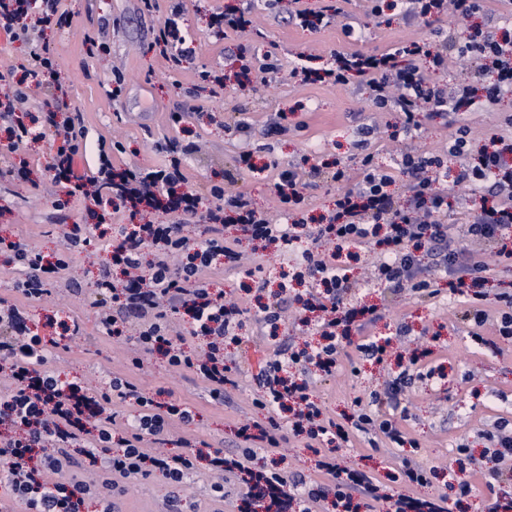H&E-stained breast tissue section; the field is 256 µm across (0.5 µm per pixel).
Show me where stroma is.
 Wrapping results in <instances>:
<instances>
[{
	"instance_id": "obj_1",
	"label": "stroma",
	"mask_w": 512,
	"mask_h": 512,
	"mask_svg": "<svg viewBox=\"0 0 512 512\" xmlns=\"http://www.w3.org/2000/svg\"><path fill=\"white\" fill-rule=\"evenodd\" d=\"M184 7L177 22L184 34L194 39L196 52L171 69L168 61L148 49L159 24L169 15L175 2ZM242 0H156L153 11H146L141 0H61L69 21L47 29L42 41L47 44L57 64L60 80L66 90V111L84 113L91 137L121 141L126 151L115 155V164L135 163L143 167L163 164L164 154L153 147L166 137L199 139L200 153L189 158L185 171L191 183L205 189L210 182L221 180L225 171L233 169L241 147L255 154L257 168L232 186L233 192L246 193L255 208L278 216L279 205L263 169L265 163L277 162L280 168L308 158L318 166L312 176V188L305 217L318 223L333 208L337 185L331 182L324 166L332 160L357 153L358 129L370 123L380 133L369 146L378 164L391 168L397 152L384 134L386 127L399 122L396 112L373 111L365 86L354 83L345 88L327 84H306L291 73L300 56H311L312 67L328 68L336 49L381 51L413 38L434 40L435 30L458 36L459 20L444 19L438 28L406 20L400 9L384 10L376 22L366 20L368 0H346L347 21L364 26L362 38L344 36L341 23L329 22L317 30L301 27L283 6L268 8L264 0H253L252 14L263 36L262 50L271 51L279 70L258 93H241L230 75L238 69V56L249 46L248 36L231 33L218 40L210 35L215 14L241 6ZM107 44L100 56L87 52L86 36ZM223 69L228 80L223 90L212 91L201 83L199 74L210 68ZM121 72L123 82L118 98H110L114 72ZM196 106L185 113L186 103ZM184 112L180 124H172L170 116ZM286 113L290 128L281 136H265L267 123L277 113ZM247 119L252 129L242 136L236 129L239 119ZM418 119L421 130L415 146L440 160L448 158V119L440 113L421 107ZM49 139L27 143L19 153L0 152V235L22 231L31 244L43 254L62 249V232L71 224L91 223L86 202L71 200L66 208L56 205V189L46 171ZM28 163V178L13 176L14 168ZM262 269L253 277L216 269L211 276L214 287L239 298L246 310L241 329L242 341L229 352L242 372L240 387L227 389L223 403L213 402L207 386L189 376L171 371L160 359L148 358L139 381L148 393L164 390L172 397L189 403L196 419L191 427L198 438L214 447L234 454L244 442L237 435L246 418H261L265 412L252 403L256 377L278 350L314 341L315 336L298 321L288 320L276 338H267L255 321L258 302L274 303L293 310L288 295L279 293L281 274L289 262L275 248L264 250ZM348 275L358 286L347 293L352 302L377 305L380 318L363 332L354 334V342L371 336H391L395 343L383 364L361 363L358 369L342 365L335 375L313 377L312 390L328 415L342 419L351 414L355 400L370 402L372 394L384 392L398 372V357H410L420 347H429L418 369L420 378L404 388L400 399L407 411L398 422L415 437L419 448H385L368 455L357 441L339 442L337 453L348 464L362 470L385 474L399 466L403 458H411L437 466L439 475L431 491H447L448 464L456 455L457 444L474 450L486 445L483 432L499 418L512 420V341H500L499 352L480 345V338L495 334L492 324L473 330L467 318L470 305L465 298L440 291L433 298L394 297L369 277L364 261L350 262ZM264 283L263 293L252 287ZM72 313L79 317L82 334L66 341L57 350L52 367L67 379L77 380L93 390L105 389L112 371L122 368L135 334L116 342L101 334L94 309L86 306L81 293L52 295L47 301L29 305L32 321L46 314ZM409 328L408 335L397 337L398 326ZM441 369L442 377L425 378L430 369ZM279 461L289 471L305 479L317 480L316 457L304 442L287 439L277 454L256 451L253 467L262 468ZM208 480L199 477L188 486L170 485L154 477L140 482L121 496L123 512H164L168 499L180 497L193 503L195 512H236L234 501L217 503L208 495Z\"/></svg>"
}]
</instances>
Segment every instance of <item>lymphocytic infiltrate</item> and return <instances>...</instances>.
<instances>
[{"label":"lymphocytic infiltrate","instance_id":"obj_1","mask_svg":"<svg viewBox=\"0 0 512 512\" xmlns=\"http://www.w3.org/2000/svg\"><path fill=\"white\" fill-rule=\"evenodd\" d=\"M30 3L0 0V31L27 39L32 32L59 24L57 0H47L33 25L28 22ZM401 7L406 18L427 23L449 15L470 16L484 5L483 0H402ZM454 46L458 57L476 62L477 72H493V82L479 90L466 83L446 89L432 86L428 70H422L419 62L428 60L430 70L445 69L447 49L419 40L380 54L334 51V65L325 71L330 84L342 87L360 80L369 88L376 111L400 112L402 122L391 132V140L417 133L420 105L446 113L455 126L448 142L455 165L441 167L436 157L419 151L401 153L391 169L377 166L370 153L337 161L329 173L339 187L335 207L325 223L314 225L298 217L310 184L296 169L280 170L271 179L288 223H273L252 207L245 194H226L225 183L254 171L251 150L240 151L235 170L225 172L223 182L201 191L181 168L183 158L196 153L195 142H171L166 148L169 160L158 168L120 170L112 154L123 151V144L102 138L90 142L82 113H71L60 123L52 102L30 113L20 108L18 98L0 99V129L7 132V149L53 131L50 166L57 171L59 191L112 208L125 218L112 227L104 270L85 301L99 308V328L115 340L126 335V316L142 318L134 368H142L143 355L159 354L170 369L202 380L211 399L219 402L226 386L235 385L237 369L224 346L239 342L242 310L223 292L212 291L205 279L216 263L229 269L239 266L240 254L235 241L225 238V227H236L249 240L274 243L281 252L296 254L297 266L323 285L298 300L299 314L315 313L313 329L321 335V344L309 351H278L256 378L259 393L253 403L268 411L266 422L249 421L238 429L244 439L260 440L272 451L286 436L303 437L307 448L318 455V469L326 478L319 486L283 468H251L253 449L228 457L223 449H205L186 437H173V425L193 423L192 409L175 400L158 401L128 377L113 375L108 391L97 398L76 383L62 381L49 362L62 340L80 335L78 319L66 317L60 323L61 335L47 338L29 325L22 308L1 307L0 373L8 377L10 390L0 399V425L11 432L0 434V475L13 502L23 504L27 512H78L84 498L92 496L98 499L100 512H112L114 498L125 492L128 481L159 476L182 487L202 468L212 477L210 489L217 502L234 498L240 485L246 486L248 497H269L276 512H291L296 505L301 512H312L314 504L327 498L344 508L355 492L366 500H379L376 476L339 467L332 445L355 437L375 453L387 442L399 448L417 447V440L408 439L392 415L414 372L402 370L384 395H373L370 406H359L346 425L329 417L315 400L311 375L336 372L348 356L351 325L377 314L376 306L346 302L349 277L343 249L376 251L374 276L394 294L407 291L432 297L438 293V282L446 281L450 294L467 298L477 327L486 321L481 304L489 266L469 249V241L487 242L496 249L497 263L512 265V136L492 135L476 151L466 122L479 102L494 104L512 95V41L478 29ZM92 145L97 148V167L88 175L75 169L74 163ZM399 182L410 194L403 206L393 192ZM452 186L467 188L477 197L459 236L450 234L446 222ZM148 208L182 210L210 224L211 234L192 242L181 225L141 223ZM63 237L64 250L48 262L23 236L12 240L0 236V262L20 272L16 290L27 303L47 295L48 282L68 268L73 253L99 251L96 225H71ZM182 311L191 317L192 335L204 339L201 349L185 350L172 336L168 316ZM116 397L138 411L122 433L115 428L110 408ZM383 404L388 407L384 413L379 410ZM170 444L175 447L171 453L166 450ZM77 452L96 470L98 482L70 478Z\"/></svg>","mask_w":512,"mask_h":512}]
</instances>
